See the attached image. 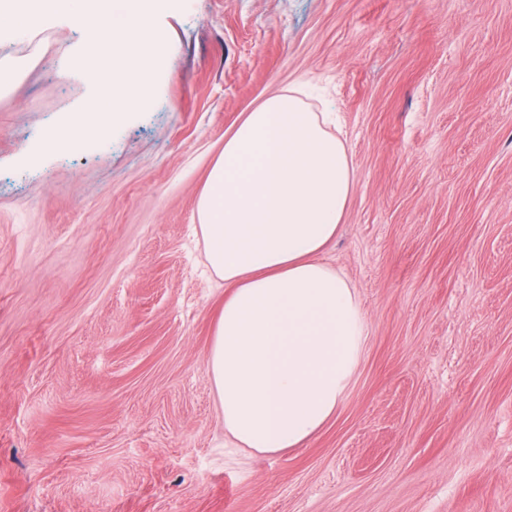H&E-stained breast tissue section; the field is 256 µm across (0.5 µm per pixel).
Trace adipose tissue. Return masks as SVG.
<instances>
[{"mask_svg":"<svg viewBox=\"0 0 512 512\" xmlns=\"http://www.w3.org/2000/svg\"><path fill=\"white\" fill-rule=\"evenodd\" d=\"M329 115L295 90L265 98L224 135L196 212L226 288L208 354L224 437L275 453L331 420L360 364L366 316L322 260L353 178Z\"/></svg>","mask_w":512,"mask_h":512,"instance_id":"ef3b65f1","label":"adipose tissue"}]
</instances>
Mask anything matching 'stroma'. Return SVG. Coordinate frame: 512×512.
I'll return each instance as SVG.
<instances>
[{
	"mask_svg": "<svg viewBox=\"0 0 512 512\" xmlns=\"http://www.w3.org/2000/svg\"><path fill=\"white\" fill-rule=\"evenodd\" d=\"M147 109L30 146L83 34L0 52V512H512V0H185ZM304 87L354 192L322 256L368 339L335 417L224 440V284L196 202L224 135ZM232 487H225V478Z\"/></svg>",
	"mask_w": 512,
	"mask_h": 512,
	"instance_id": "1",
	"label": "stroma"
}]
</instances>
